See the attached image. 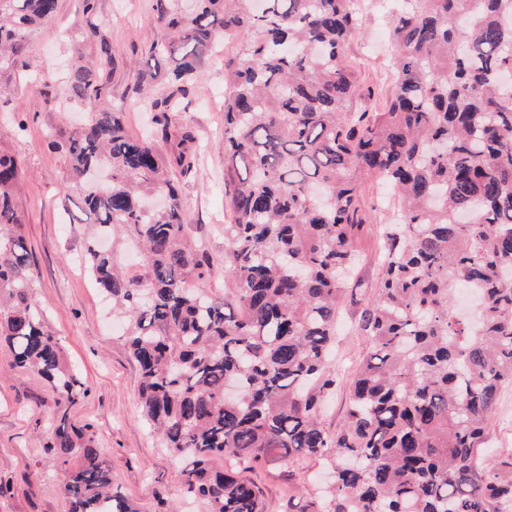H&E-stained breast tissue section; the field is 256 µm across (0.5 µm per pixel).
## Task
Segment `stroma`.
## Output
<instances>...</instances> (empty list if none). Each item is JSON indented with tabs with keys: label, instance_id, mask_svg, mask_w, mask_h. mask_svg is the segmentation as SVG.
<instances>
[{
	"label": "stroma",
	"instance_id": "35a3bbf8",
	"mask_svg": "<svg viewBox=\"0 0 512 512\" xmlns=\"http://www.w3.org/2000/svg\"><path fill=\"white\" fill-rule=\"evenodd\" d=\"M368 9L361 32L349 43L348 62L360 72L368 94L358 110L381 108L393 80L387 17L378 0ZM154 0H98L97 12L86 17L82 0H59L54 23L38 30L34 49L19 73L10 79V103L0 102V149L17 157L23 170L16 204L23 216L22 234L33 256L35 300L47 311L48 325L60 338L63 354L78 370L88 394L69 410L71 419L90 426L101 459L112 475L113 489L139 512H162L163 500L180 501L183 512H206L201 500L185 496V466L162 448L150 432L139 398L140 376L123 338L116 332L109 305L81 264L88 227L82 222L81 200L66 193V155L52 142L61 132L79 127L86 108L68 103L62 75L72 46L81 43L85 55H96L100 41L109 42L112 64L105 71V99L120 112L134 136L150 135L159 151H167L166 132L191 131L200 148L196 172L179 181L185 222L192 239L204 244L217 276L207 282L213 299L223 301L228 287L224 267V59L253 38L245 31L223 39L206 62L202 76L178 94L180 111L170 113L168 126H147L139 93L141 73L150 45L160 42L162 29ZM98 38L82 42L88 23ZM50 69L59 77L42 85ZM26 128L18 130L16 115ZM361 260L350 279L352 299L340 314L333 357L343 381L328 400L323 422L336 429L349 401L348 381L371 349L357 323L368 299L376 293L380 261L374 225H366L359 243ZM12 352L0 344V512H70L61 491L63 473L45 449L44 425L57 407L55 396L37 374L12 368ZM489 446L495 455L512 454V388L505 390L488 423ZM271 512H279L289 494L299 503L320 494L322 464L313 460L273 463L252 471Z\"/></svg>",
	"mask_w": 512,
	"mask_h": 512
}]
</instances>
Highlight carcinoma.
I'll return each instance as SVG.
<instances>
[{"label": "carcinoma", "instance_id": "1", "mask_svg": "<svg viewBox=\"0 0 512 512\" xmlns=\"http://www.w3.org/2000/svg\"><path fill=\"white\" fill-rule=\"evenodd\" d=\"M155 0L168 34L146 85L190 82L217 36H257L224 60V275L230 299L200 284L213 264L188 236L174 170L194 168V137L168 154L130 136L102 98L109 44L70 64L69 98L93 109L52 142L91 232L85 266L111 301L141 372L144 415L188 461L187 491L208 512H270L234 471L323 462L332 484L284 512H512V455L486 460L487 422L512 386V0H396L388 15L395 80L384 109L358 112L345 61L359 0ZM59 0H0V76L20 68ZM151 123L176 103L153 102ZM22 169L0 149V342L13 366L53 388L61 414L47 451L71 512H136L113 491L90 427L69 408L87 394L64 361L36 288L15 203ZM376 176L400 205L377 222ZM379 224L381 276L358 328L373 349L351 381L343 423L322 421L336 390V325L364 224ZM481 299L478 325L456 288ZM227 457L229 467H217Z\"/></svg>", "mask_w": 512, "mask_h": 512}]
</instances>
